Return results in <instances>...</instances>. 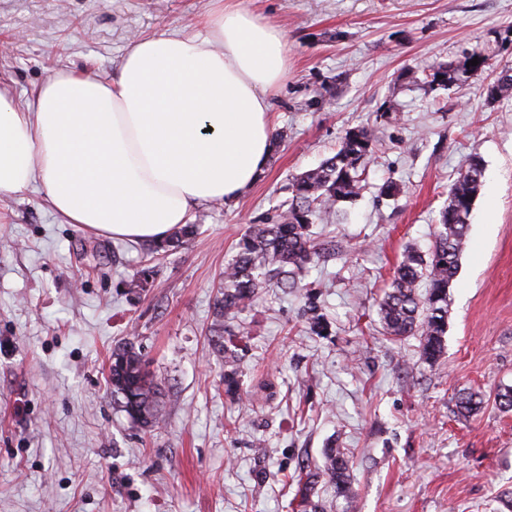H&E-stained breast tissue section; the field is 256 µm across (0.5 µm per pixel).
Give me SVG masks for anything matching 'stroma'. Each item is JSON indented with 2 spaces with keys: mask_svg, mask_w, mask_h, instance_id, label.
<instances>
[{
  "mask_svg": "<svg viewBox=\"0 0 512 512\" xmlns=\"http://www.w3.org/2000/svg\"><path fill=\"white\" fill-rule=\"evenodd\" d=\"M282 30L264 173L234 205L194 208V234L142 243L60 223L39 188L0 196V512H296V477L345 449L341 512H512V0H239ZM210 0H0V81L26 101L53 72L109 80L129 42L197 29ZM479 47L493 71L460 87L407 85ZM396 100L397 112L382 106ZM375 138L358 198L314 225L336 250L304 287L263 290L225 335L243 390L228 395L211 342L221 274L250 225L287 204L292 176ZM486 165L448 290L443 355L382 333L378 303L406 247L428 250L466 159ZM393 182L401 191L380 193ZM148 277H140L143 268ZM315 295L324 329L304 317ZM133 344L161 383L162 422L134 425L109 384ZM480 411L456 414L460 392Z\"/></svg>",
  "mask_w": 512,
  "mask_h": 512,
  "instance_id": "1",
  "label": "stroma"
}]
</instances>
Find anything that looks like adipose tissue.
<instances>
[{"mask_svg": "<svg viewBox=\"0 0 512 512\" xmlns=\"http://www.w3.org/2000/svg\"><path fill=\"white\" fill-rule=\"evenodd\" d=\"M199 24L133 40L109 82L60 70L25 103L0 85V196L39 187L62 223L135 242L236 202L269 157L287 39L238 0Z\"/></svg>", "mask_w": 512, "mask_h": 512, "instance_id": "ef3b65f1", "label": "adipose tissue"}]
</instances>
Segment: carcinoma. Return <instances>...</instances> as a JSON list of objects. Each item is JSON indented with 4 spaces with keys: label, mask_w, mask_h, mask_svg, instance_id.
<instances>
[{
    "label": "carcinoma",
    "mask_w": 512,
    "mask_h": 512,
    "mask_svg": "<svg viewBox=\"0 0 512 512\" xmlns=\"http://www.w3.org/2000/svg\"><path fill=\"white\" fill-rule=\"evenodd\" d=\"M479 64L469 65L473 59ZM492 66L482 50H473L456 62L440 64L430 72L409 68L404 79L450 88L468 85ZM491 100L512 96V70H501L486 87ZM374 135L367 129L346 132L336 153L316 168L292 179V198L288 208L275 214L266 224H255L237 244V252L222 274L214 335L224 334V317L235 316L252 304L263 288H298L300 278L310 264L327 250L314 242L310 226L325 219L331 209L353 202L364 181L368 158L373 153ZM485 173L484 160L470 156L451 185L448 201L440 212L438 231L433 245L424 253L407 249L396 267L392 289L379 304V316L390 340L398 342L409 336L420 340V359L431 364L443 352V338L448 324V288L457 276L460 259L467 244V229L475 200ZM426 282L427 293L420 295L418 286ZM309 329H324L323 316L316 302L306 308ZM224 389L230 394L239 390L236 360H224ZM112 393L121 397V406L135 422L152 426L159 419V384L150 374L133 345L112 353ZM482 397L464 392L456 401L461 416L476 413ZM322 475L336 487V496L349 492V459L338 448L327 450ZM301 484V512H318L312 500V475L298 476Z\"/></svg>",
    "instance_id": "cac0c4a2"
}]
</instances>
